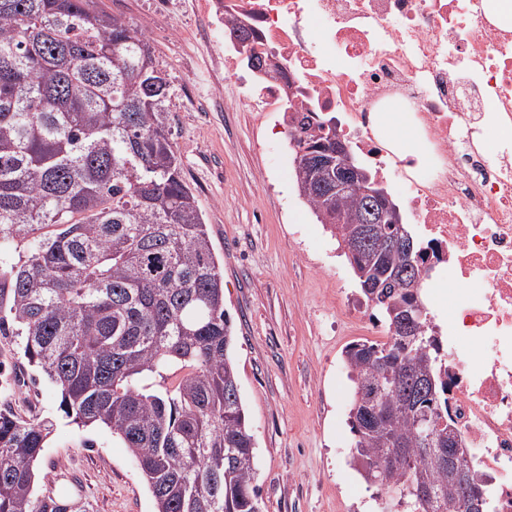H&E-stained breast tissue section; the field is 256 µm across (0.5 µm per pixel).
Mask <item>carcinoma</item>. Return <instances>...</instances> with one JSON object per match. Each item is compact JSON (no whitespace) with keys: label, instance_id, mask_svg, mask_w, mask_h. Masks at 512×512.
Here are the masks:
<instances>
[{"label":"carcinoma","instance_id":"1","mask_svg":"<svg viewBox=\"0 0 512 512\" xmlns=\"http://www.w3.org/2000/svg\"><path fill=\"white\" fill-rule=\"evenodd\" d=\"M169 84L147 37L97 0H0V333L81 426L137 459L155 512H263L255 441L232 357L224 270L172 138ZM299 195L343 248L369 197L326 205L331 174L295 168ZM412 255L374 239L346 256L390 333L344 362L354 460L381 512H487L465 452L448 447V365L427 318L400 339L422 290L387 276ZM26 259L4 262L11 248ZM158 374L157 387L141 384ZM45 420L0 410V512H47L34 466ZM463 467L466 482L455 469Z\"/></svg>","mask_w":512,"mask_h":512}]
</instances>
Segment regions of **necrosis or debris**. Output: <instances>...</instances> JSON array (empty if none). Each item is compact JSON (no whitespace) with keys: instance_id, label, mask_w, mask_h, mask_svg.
Segmentation results:
<instances>
[{"instance_id":"necrosis-or-debris-1","label":"necrosis or debris","mask_w":512,"mask_h":512,"mask_svg":"<svg viewBox=\"0 0 512 512\" xmlns=\"http://www.w3.org/2000/svg\"><path fill=\"white\" fill-rule=\"evenodd\" d=\"M162 4L202 17L218 109L338 117L348 149L406 201L426 279L448 292V413L491 512H512V0ZM234 22L266 72L239 71ZM393 101L414 113L425 159L399 157L376 127Z\"/></svg>"}]
</instances>
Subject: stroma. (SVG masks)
I'll use <instances>...</instances> for the list:
<instances>
[{"label": "stroma", "instance_id": "35a3bbf8", "mask_svg": "<svg viewBox=\"0 0 512 512\" xmlns=\"http://www.w3.org/2000/svg\"><path fill=\"white\" fill-rule=\"evenodd\" d=\"M98 4L133 21L169 81L183 176L224 266V308L263 512H379L376 487L350 466L352 382L343 361L349 344L373 337L349 323L350 312L367 320L372 310L335 239L297 191L275 113L191 110L188 98L212 91L194 38L198 18L159 13L155 0ZM21 342L0 335V409L54 423L35 465L36 497L46 499L53 487L62 512H155L123 441L105 427L69 422Z\"/></svg>", "mask_w": 512, "mask_h": 512}]
</instances>
